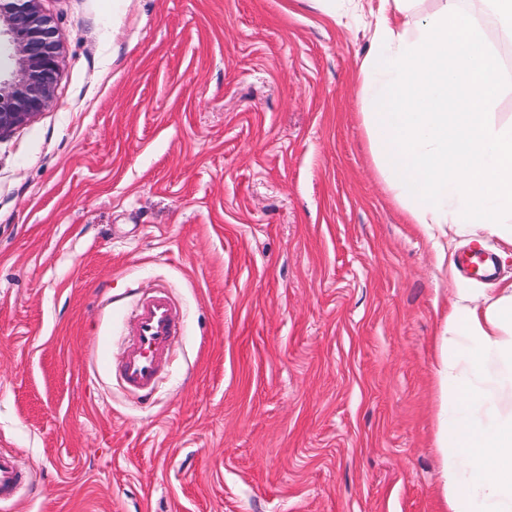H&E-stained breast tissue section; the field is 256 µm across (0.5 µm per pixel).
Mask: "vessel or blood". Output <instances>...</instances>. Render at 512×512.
Masks as SVG:
<instances>
[{
	"label": "vessel or blood",
	"mask_w": 512,
	"mask_h": 512,
	"mask_svg": "<svg viewBox=\"0 0 512 512\" xmlns=\"http://www.w3.org/2000/svg\"><path fill=\"white\" fill-rule=\"evenodd\" d=\"M133 339L115 370L141 396H148L179 326L172 300L160 289L139 301L133 316ZM29 480L14 456L0 452V502L15 499Z\"/></svg>",
	"instance_id": "1"
}]
</instances>
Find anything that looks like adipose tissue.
Returning <instances> with one entry per match:
<instances>
[{
    "label": "adipose tissue",
    "instance_id": "adipose-tissue-1",
    "mask_svg": "<svg viewBox=\"0 0 512 512\" xmlns=\"http://www.w3.org/2000/svg\"><path fill=\"white\" fill-rule=\"evenodd\" d=\"M378 0L360 68L362 121L387 190L422 230L481 229L512 249V122L491 113L505 81L487 24L463 0L417 16ZM439 447L449 512H512V284L477 299L449 276Z\"/></svg>",
    "mask_w": 512,
    "mask_h": 512
}]
</instances>
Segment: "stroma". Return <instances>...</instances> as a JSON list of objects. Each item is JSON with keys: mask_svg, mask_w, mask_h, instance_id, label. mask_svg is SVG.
Wrapping results in <instances>:
<instances>
[{"mask_svg": "<svg viewBox=\"0 0 512 512\" xmlns=\"http://www.w3.org/2000/svg\"><path fill=\"white\" fill-rule=\"evenodd\" d=\"M52 105L0 139V512H448V265L376 171L368 17L316 0H42ZM184 331L154 395L112 369L135 297ZM28 474L12 454L0 452V502L15 499L28 483Z\"/></svg>", "mask_w": 512, "mask_h": 512, "instance_id": "1", "label": "stroma"}]
</instances>
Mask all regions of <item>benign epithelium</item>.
Segmentation results:
<instances>
[{"instance_id":"7a95c632","label":"benign epithelium","mask_w":512,"mask_h":512,"mask_svg":"<svg viewBox=\"0 0 512 512\" xmlns=\"http://www.w3.org/2000/svg\"><path fill=\"white\" fill-rule=\"evenodd\" d=\"M9 38L14 69L0 77V136L45 111L60 70L57 29L40 0H0V36Z\"/></svg>"}]
</instances>
